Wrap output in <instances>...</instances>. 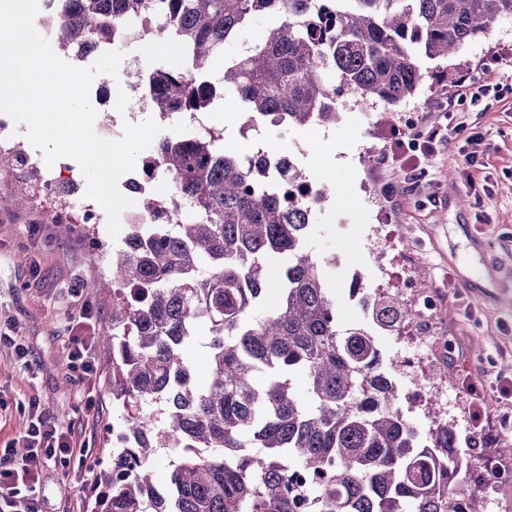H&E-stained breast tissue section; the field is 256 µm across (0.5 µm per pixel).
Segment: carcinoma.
I'll return each instance as SVG.
<instances>
[{"label":"carcinoma","instance_id":"cac0c4a2","mask_svg":"<svg viewBox=\"0 0 512 512\" xmlns=\"http://www.w3.org/2000/svg\"><path fill=\"white\" fill-rule=\"evenodd\" d=\"M65 0L55 38L124 43L127 20L154 21L180 59L144 77L154 110L207 112L210 63L260 14L264 39L224 62V92L243 128L278 134L336 122V90L395 107L414 96L420 59L458 52L512 15V0ZM340 80L331 84L330 75ZM209 129L160 138L143 159L172 179L192 221L171 224L165 200L141 196L150 224H130L93 256L112 269V313L100 345L112 352V404L123 447L97 474L95 512H481L479 457L438 418L419 430L399 407L380 334L405 310L377 297L370 325L346 324L308 246L305 204L267 173L217 145ZM35 170L18 185L24 202ZM283 260L284 276L268 279ZM203 342L204 384L188 351ZM183 449L158 474L154 460Z\"/></svg>","mask_w":512,"mask_h":512}]
</instances>
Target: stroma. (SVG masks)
Wrapping results in <instances>:
<instances>
[{
	"label": "stroma",
	"mask_w": 512,
	"mask_h": 512,
	"mask_svg": "<svg viewBox=\"0 0 512 512\" xmlns=\"http://www.w3.org/2000/svg\"><path fill=\"white\" fill-rule=\"evenodd\" d=\"M503 44L512 45V15L453 58L422 60L427 77L419 91L392 110L364 105L346 92L336 98L337 123L283 136L267 127L242 130L237 112L220 105L204 117L206 126L222 130L224 148L242 154L296 153L306 164L317 148L325 149L336 197L317 217L311 245L319 256L341 258L326 270L330 292L347 320L359 322L352 280L380 281L386 262L402 268L394 292L412 304L429 300L433 329L424 342L421 373L395 376L401 406L424 430L427 406L435 404L442 419L456 424L466 448L478 436L471 418L475 403L498 415L495 385L512 379V56L493 58ZM462 72L499 90L497 97L463 108L469 130L481 139L477 163L466 164L459 141L428 155L413 174L388 163L392 131L447 123L441 103ZM95 241L111 243L106 225L58 223L50 203L0 205V333L15 340L0 347V448L24 455L22 434L34 404L91 451L83 475L43 469V512H91L96 473L110 464L112 355L97 352L102 410L94 418L83 410V385L67 359L71 314L91 304L102 327L112 307L111 292L100 287L107 267L90 258ZM18 343L28 368L15 361ZM467 380L475 391L464 388ZM429 388L437 391L431 402L417 398L418 390ZM507 444L512 425L495 445L478 451L481 465L497 470L494 481L478 488L484 512H512V457L497 452Z\"/></svg>",
	"instance_id": "35a3bbf8"
}]
</instances>
